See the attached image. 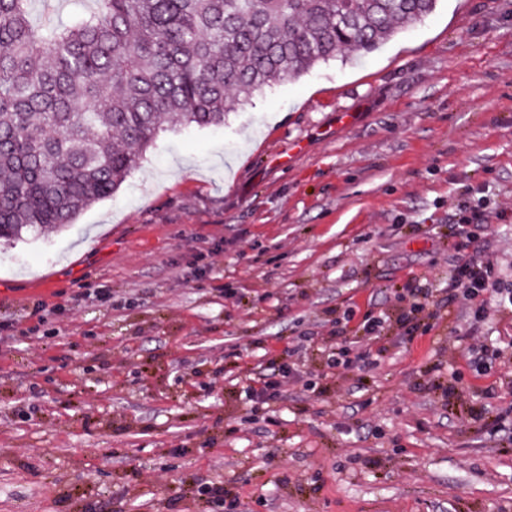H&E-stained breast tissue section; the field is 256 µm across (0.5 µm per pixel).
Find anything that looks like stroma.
Returning a JSON list of instances; mask_svg holds the SVG:
<instances>
[{"label":"stroma","instance_id":"obj_1","mask_svg":"<svg viewBox=\"0 0 512 512\" xmlns=\"http://www.w3.org/2000/svg\"><path fill=\"white\" fill-rule=\"evenodd\" d=\"M510 194L512 0L167 122L113 198L0 241V512H512V314L476 361L445 292L471 260L512 288V213L448 233ZM382 313L377 366L331 367ZM267 368L294 382L250 402ZM406 290L410 291V296L413 298L411 305L410 316H407L405 321H400L402 326L410 324L409 331L413 332L422 328L424 334L429 333L434 327V320L437 315L428 310L427 300L431 296L432 291L426 287L425 284L419 282L411 283L406 286Z\"/></svg>","mask_w":512,"mask_h":512}]
</instances>
